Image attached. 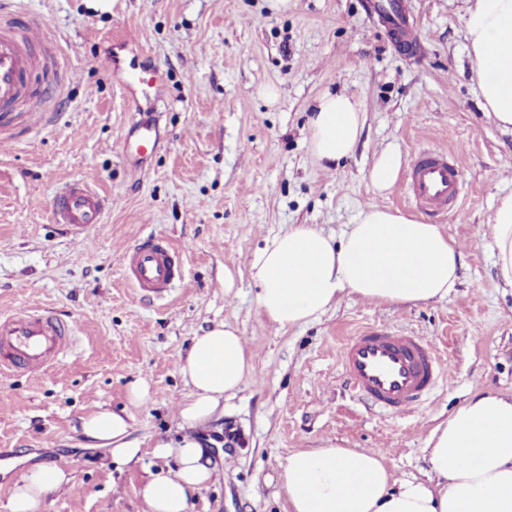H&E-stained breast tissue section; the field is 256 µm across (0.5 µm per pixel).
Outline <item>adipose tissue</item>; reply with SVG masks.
I'll use <instances>...</instances> for the list:
<instances>
[{
	"instance_id": "adipose-tissue-1",
	"label": "adipose tissue",
	"mask_w": 512,
	"mask_h": 512,
	"mask_svg": "<svg viewBox=\"0 0 512 512\" xmlns=\"http://www.w3.org/2000/svg\"><path fill=\"white\" fill-rule=\"evenodd\" d=\"M464 28L481 110L512 130V0H464ZM364 126L361 101L323 92L310 120L317 163L353 155ZM498 281L512 287V193L498 197L490 220ZM461 252L440 225L367 204L340 239L311 224L269 237L250 261L258 313L275 329L309 323L345 296L377 305H420L443 299L459 280ZM189 395L179 406L184 426L209 421L222 400L253 374L240 330L220 323L193 338L179 365ZM125 413L84 418L83 435L109 449L115 463L137 458ZM426 479L398 478L383 457L331 445L292 453L279 474L288 512H512V397L471 394L430 430ZM205 448L184 437L179 469L144 483L148 512H188L191 491L208 481ZM58 466H38L15 484L10 512H37L44 496L67 485Z\"/></svg>"
}]
</instances>
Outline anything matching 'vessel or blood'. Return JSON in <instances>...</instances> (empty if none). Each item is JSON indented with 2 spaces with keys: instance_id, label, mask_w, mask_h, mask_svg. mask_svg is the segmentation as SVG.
Instances as JSON below:
<instances>
[{
  "instance_id": "b4317fda",
  "label": "vessel or blood",
  "mask_w": 512,
  "mask_h": 512,
  "mask_svg": "<svg viewBox=\"0 0 512 512\" xmlns=\"http://www.w3.org/2000/svg\"><path fill=\"white\" fill-rule=\"evenodd\" d=\"M44 34V23L0 19V112L17 105L29 113L46 110L48 98L33 82L45 63L31 50ZM461 186L458 167L442 154L418 153L407 179L410 198L426 212H446ZM105 207L97 191L73 181L57 190L52 215L57 223L81 230L101 223ZM124 261L133 286L160 297L180 277L181 260L161 237L127 249ZM73 332L70 323L48 309L1 313L0 374L50 368L70 348ZM340 358L354 389L389 415L414 410L443 375L432 343L384 325L366 326L347 338Z\"/></svg>"
}]
</instances>
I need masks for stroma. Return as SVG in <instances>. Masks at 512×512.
I'll list each match as a JSON object with an SVG mask.
<instances>
[{
	"label": "stroma",
	"mask_w": 512,
	"mask_h": 512,
	"mask_svg": "<svg viewBox=\"0 0 512 512\" xmlns=\"http://www.w3.org/2000/svg\"><path fill=\"white\" fill-rule=\"evenodd\" d=\"M369 2L292 0L279 14L266 0H0V15L48 18L39 55L59 48L37 79L52 95L46 119L19 108L0 116V311L49 308L75 330L51 369L0 375V512H10L14 484L48 462L71 483L38 512H146L142 485L177 462L155 445L185 434L180 357L224 321L244 336L255 373L199 430L214 475L189 512H287L282 466L328 443L381 454L396 476H423L430 429L469 393L512 394V288L496 279L488 224L497 196L512 191V133L479 107L461 0H400L411 45ZM134 67L157 69L160 95L128 83ZM268 85L276 101L263 96ZM328 90L357 96L365 112L353 156L337 166L317 165L308 148L310 107ZM147 133L158 145L137 155ZM389 147L402 165L377 198L366 175ZM423 149L456 160V212L422 214L408 199ZM72 180L107 200L102 223L79 234L51 213ZM375 200L456 241L462 267L448 298L377 306L351 296L301 327L270 326L249 276L255 251L295 224L340 237ZM153 236L183 263L161 299L131 285L122 258ZM368 324L414 332L442 356V380L409 414H382L350 388L340 349ZM139 379L149 396L136 404L128 387ZM103 409L129 414L136 461L113 464L84 440L83 418Z\"/></svg>",
	"instance_id": "1"
}]
</instances>
